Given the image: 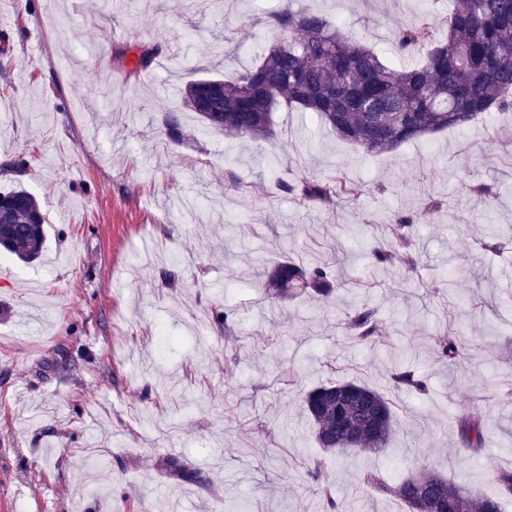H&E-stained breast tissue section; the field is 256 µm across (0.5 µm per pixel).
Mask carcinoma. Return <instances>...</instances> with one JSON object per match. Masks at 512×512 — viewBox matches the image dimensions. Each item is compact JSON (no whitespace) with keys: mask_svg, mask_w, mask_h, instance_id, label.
I'll use <instances>...</instances> for the list:
<instances>
[{"mask_svg":"<svg viewBox=\"0 0 512 512\" xmlns=\"http://www.w3.org/2000/svg\"><path fill=\"white\" fill-rule=\"evenodd\" d=\"M254 25L279 42L261 53L259 62L233 80L191 79L184 105L208 128L228 135L270 140L274 113L314 112L344 141L370 155L390 152L427 134L462 129L479 114L512 108V0H453L448 15L438 19L444 35L431 26L405 28L396 49L401 54L425 50L418 65L389 66L363 42L343 35L326 16L285 3L254 19ZM135 67L127 78L138 79L160 53V47L137 41ZM301 204H331L339 196L358 198L360 183L334 172L285 185ZM0 248L29 263L45 242L44 217L38 200L17 186L0 192ZM411 240L400 235L389 251H378L380 262L408 258ZM270 283L282 296L328 297L334 280L324 267L291 261L275 265ZM351 327L368 340L374 333L372 312L357 310ZM444 357L454 361L463 350L455 337L439 339ZM397 386L420 392L424 382L411 372L394 376ZM319 445L327 451L373 452L395 436L389 400L365 384L340 376L309 391L304 400ZM463 445L484 446L480 417L460 420ZM498 497L479 496L467 487L428 469L388 484L371 474L363 478L374 493L403 500L410 512H430L428 494L439 490L460 501L464 512H500L499 498L512 497V471L496 473Z\"/></svg>","mask_w":512,"mask_h":512,"instance_id":"obj_1","label":"carcinoma"}]
</instances>
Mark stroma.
<instances>
[{"instance_id": "1", "label": "stroma", "mask_w": 512, "mask_h": 512, "mask_svg": "<svg viewBox=\"0 0 512 512\" xmlns=\"http://www.w3.org/2000/svg\"><path fill=\"white\" fill-rule=\"evenodd\" d=\"M450 2L303 0L397 66L398 29ZM281 4L0 0V191L23 186L46 222L39 259L0 252V512H409L364 474L425 467L485 495L512 468V111L376 156L311 112L275 113L269 141L204 127L186 81L253 67L251 20ZM138 39L163 51L130 84L115 53ZM334 171L364 194L302 205L283 188ZM429 198L415 265L376 264L391 216ZM280 260L327 266L334 294L279 298ZM360 305L370 343L348 324ZM446 333L465 344L453 365ZM404 369L428 393L398 389ZM339 372L391 399L379 451L317 445L303 400ZM473 411L476 451L458 431ZM460 437L463 445L469 449L477 450L485 443L484 429L478 415L468 414L460 420Z\"/></svg>"}]
</instances>
